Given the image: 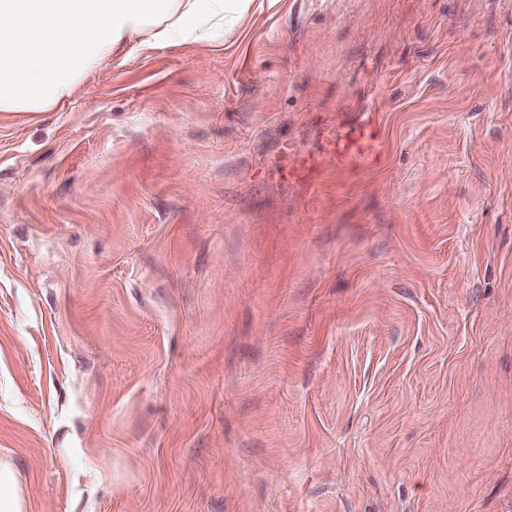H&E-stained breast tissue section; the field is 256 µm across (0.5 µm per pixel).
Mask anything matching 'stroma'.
<instances>
[{"instance_id":"35a3bbf8","label":"stroma","mask_w":512,"mask_h":512,"mask_svg":"<svg viewBox=\"0 0 512 512\" xmlns=\"http://www.w3.org/2000/svg\"><path fill=\"white\" fill-rule=\"evenodd\" d=\"M0 459L27 512H512V0H254L0 112Z\"/></svg>"}]
</instances>
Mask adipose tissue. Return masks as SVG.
Masks as SVG:
<instances>
[{
    "label": "adipose tissue",
    "mask_w": 512,
    "mask_h": 512,
    "mask_svg": "<svg viewBox=\"0 0 512 512\" xmlns=\"http://www.w3.org/2000/svg\"><path fill=\"white\" fill-rule=\"evenodd\" d=\"M250 0H0V112L70 98L112 53L209 43L235 31Z\"/></svg>",
    "instance_id": "ef3b65f1"
}]
</instances>
